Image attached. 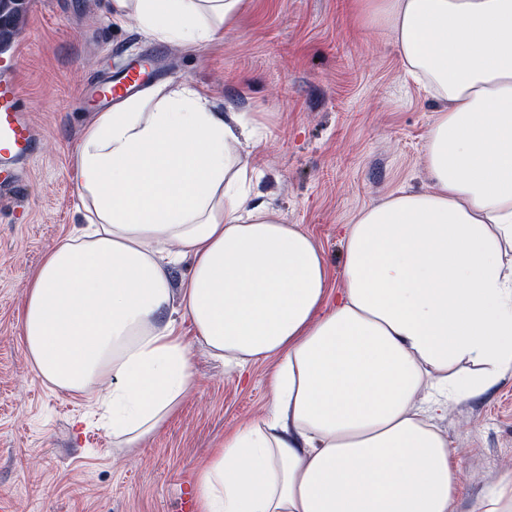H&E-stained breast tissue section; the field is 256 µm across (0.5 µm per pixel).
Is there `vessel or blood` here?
<instances>
[{"instance_id":"b4317fda","label":"vessel or blood","mask_w":512,"mask_h":512,"mask_svg":"<svg viewBox=\"0 0 512 512\" xmlns=\"http://www.w3.org/2000/svg\"><path fill=\"white\" fill-rule=\"evenodd\" d=\"M146 77L142 65L133 61L115 74L96 79L91 90L115 97L134 92ZM34 140V129L20 110L17 82L0 83V196L13 194L21 188L23 176L15 162L30 153Z\"/></svg>"}]
</instances>
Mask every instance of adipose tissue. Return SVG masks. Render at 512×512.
I'll return each instance as SVG.
<instances>
[{
  "mask_svg": "<svg viewBox=\"0 0 512 512\" xmlns=\"http://www.w3.org/2000/svg\"><path fill=\"white\" fill-rule=\"evenodd\" d=\"M245 2L112 0L111 17L195 49ZM372 2L442 107L431 189L344 226L342 288L311 235L253 195L243 145L261 113L226 115L185 84L95 113L76 157L85 224L30 275L28 360L94 400L116 447L176 412L191 344L240 373L275 359L269 411L196 463L197 512H448L457 470L439 422L512 375V0Z\"/></svg>",
  "mask_w": 512,
  "mask_h": 512,
  "instance_id": "adipose-tissue-1",
  "label": "adipose tissue"
}]
</instances>
